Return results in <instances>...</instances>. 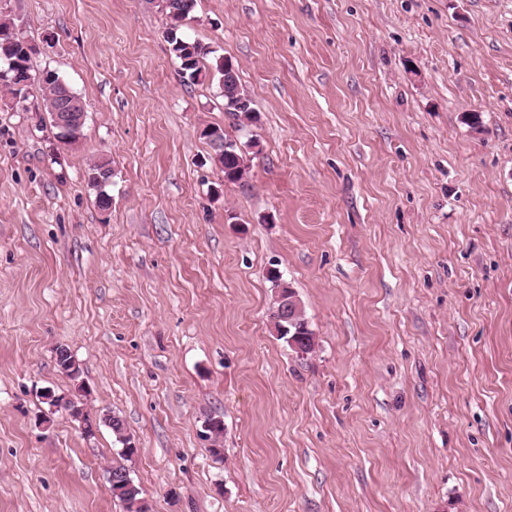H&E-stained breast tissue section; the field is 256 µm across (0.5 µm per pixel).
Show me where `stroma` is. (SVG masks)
I'll return each instance as SVG.
<instances>
[{"instance_id":"stroma-1","label":"stroma","mask_w":512,"mask_h":512,"mask_svg":"<svg viewBox=\"0 0 512 512\" xmlns=\"http://www.w3.org/2000/svg\"><path fill=\"white\" fill-rule=\"evenodd\" d=\"M7 7L87 119L66 146L0 92V512H125L119 461L152 512H512V0H196L192 84L155 0ZM272 267L309 355L271 325ZM212 79L216 80L218 85L224 89V111L232 117L237 118L238 111L236 107V93L240 89L238 69L230 59L224 61L216 67V72L212 74ZM217 128L222 131L223 133V141L229 142L228 147L224 149V143L215 144L214 141H209L208 138L205 136L208 134L207 129L202 132L203 136L208 140L209 145L214 151L215 154V161L218 162L221 165L222 171L224 173V180L225 182H238L244 178V175L246 174V166L241 164L238 161V156H241V151L237 143L235 141L228 139L224 135V130L221 129V127L216 126H209L208 128Z\"/></svg>"}]
</instances>
